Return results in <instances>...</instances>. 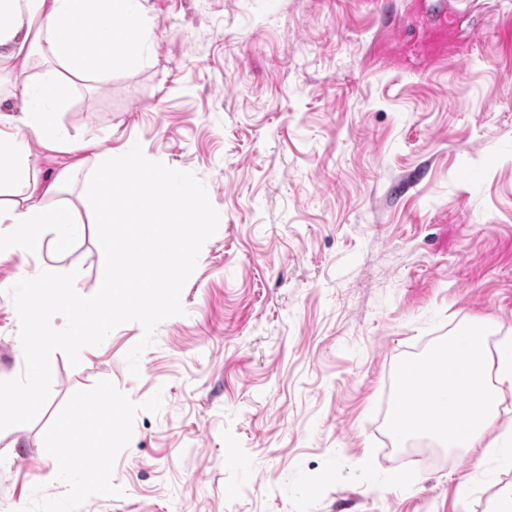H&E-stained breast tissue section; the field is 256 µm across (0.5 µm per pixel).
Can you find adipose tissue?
Here are the masks:
<instances>
[{
  "instance_id": "obj_1",
  "label": "adipose tissue",
  "mask_w": 512,
  "mask_h": 512,
  "mask_svg": "<svg viewBox=\"0 0 512 512\" xmlns=\"http://www.w3.org/2000/svg\"><path fill=\"white\" fill-rule=\"evenodd\" d=\"M98 29L81 48L73 36L87 20ZM149 27L143 0H0V82L21 96L19 115L0 114V224L12 225L0 234V258H23L42 252L46 231H53L56 250H65L84 227L69 205L42 206L32 189L37 182L26 141L34 135L46 144H68L58 117L70 105L71 78H86L102 88L119 65L139 62V35ZM53 58L38 81L25 77L30 59ZM447 366L432 393L399 391L390 420L395 438L426 436L441 447L468 451L479 447L499 419L505 392H512V340L501 343L496 363H489L478 336L459 330L435 355L404 362L400 379L412 380L429 369L433 358Z\"/></svg>"
}]
</instances>
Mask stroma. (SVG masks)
<instances>
[{
    "label": "stroma",
    "instance_id": "1",
    "mask_svg": "<svg viewBox=\"0 0 512 512\" xmlns=\"http://www.w3.org/2000/svg\"><path fill=\"white\" fill-rule=\"evenodd\" d=\"M143 60L31 141L39 186L86 227L61 254L0 260V380L24 369L9 289L104 256L85 178L107 152L193 173L220 219L130 375L135 322L51 359L48 403L0 431V512H488L489 449L405 447L398 373L457 329L512 337V0H145ZM112 415L96 424L94 404ZM96 466L74 493L50 439ZM473 488L460 497L461 484Z\"/></svg>",
    "mask_w": 512,
    "mask_h": 512
}]
</instances>
